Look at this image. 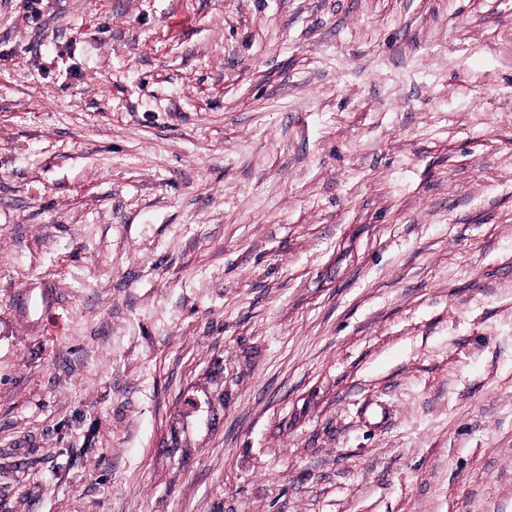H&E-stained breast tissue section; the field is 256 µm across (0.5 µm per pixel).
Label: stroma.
<instances>
[{
  "mask_svg": "<svg viewBox=\"0 0 512 512\" xmlns=\"http://www.w3.org/2000/svg\"><path fill=\"white\" fill-rule=\"evenodd\" d=\"M0 512H512V0H0Z\"/></svg>",
  "mask_w": 512,
  "mask_h": 512,
  "instance_id": "35a3bbf8",
  "label": "stroma"
}]
</instances>
